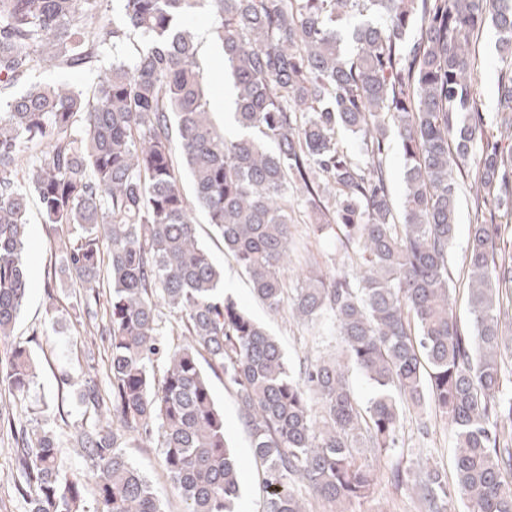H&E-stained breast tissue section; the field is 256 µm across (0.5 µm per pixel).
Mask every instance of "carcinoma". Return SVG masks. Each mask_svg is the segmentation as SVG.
Wrapping results in <instances>:
<instances>
[{"label": "carcinoma", "mask_w": 512, "mask_h": 512, "mask_svg": "<svg viewBox=\"0 0 512 512\" xmlns=\"http://www.w3.org/2000/svg\"><path fill=\"white\" fill-rule=\"evenodd\" d=\"M102 0H0V339L25 301L27 213L40 204L55 257L50 288L70 289L68 321L87 335V369L65 372L88 420L76 447L95 468L92 504L61 459L54 429L0 405L24 512H164L121 433L162 449L184 512H237L241 480L208 373L233 389L262 467L264 512H308L307 491L342 505L373 495L374 466L357 458L404 448L409 415L428 437H454V480L439 465L398 461L426 512H512V345L499 326L512 286V71L498 108L481 110L469 45L486 23L512 56V0H209L224 72L236 93L231 139L211 120L208 83L189 19L199 0H119L123 21L94 22ZM361 16L353 49L336 22ZM112 59L90 90L31 86L40 68ZM343 131L359 156L336 140ZM406 161L403 222L387 183V150ZM476 159V224L465 256L471 325L451 308L448 248L456 234L454 171ZM303 189L318 232L357 248L359 275L304 277L286 287L292 241L288 187ZM203 212L270 311L330 322L337 357L292 366L267 328L224 292L222 269L198 241ZM109 300L98 310L99 289ZM185 342L165 343L161 308ZM109 352L98 369L100 344ZM162 361V375L154 363ZM359 371L373 393L362 404ZM29 348L0 354V386L35 383Z\"/></svg>", "instance_id": "1"}]
</instances>
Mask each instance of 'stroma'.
I'll return each instance as SVG.
<instances>
[{"mask_svg":"<svg viewBox=\"0 0 512 512\" xmlns=\"http://www.w3.org/2000/svg\"><path fill=\"white\" fill-rule=\"evenodd\" d=\"M191 26L200 34L198 60L210 86L212 118L216 124L227 119L225 102L232 91V84L224 77L223 52L211 32L210 7L201 5L191 18ZM498 34L492 25H485L472 45V53L477 58L473 79L483 109L495 111L498 99V81L508 68L497 51ZM459 182V205L456 239L448 254V267L454 292L453 312L461 320L468 322L470 315L466 301V274L463 266L469 229L475 221L474 165H467L457 174ZM291 233L297 248L288 265L281 270L287 285H294L299 276L318 274L327 277L353 272L354 267L340 250L335 236H314L308 213L303 205L293 206ZM48 231L41 222L38 206H31L28 224L27 280L28 289L17 320L14 338L26 342L37 361V378L26 399L18 400L9 391L0 390V405H9L17 413L28 409H38L39 420L53 428L62 442V458L70 472L80 477L86 485H93V472L80 451L71 447L69 435L74 427L82 422V411L74 398L72 387L61 384L63 372L77 371L85 363L83 355L84 338L68 323L58 328H50L46 317L48 304L59 308L68 305L64 290L49 289L48 282L54 274L47 237ZM197 235L209 248L214 260L224 269V286L227 294L233 296L240 306L254 318L264 323L275 335L291 363H298L304 356L312 354L324 356L338 353L340 339L328 325L308 326L299 323L288 310L269 312L253 296L245 273L234 258L224 251L222 241L211 238L210 227L205 219L197 221ZM214 398L224 410V425L227 439L236 451L241 471L242 498L239 512H263L264 493L260 486L257 466L249 447L248 434L239 418L234 394L225 388L223 375L210 378ZM402 440L414 453L432 458L442 467H449L452 452L451 432L447 426L435 422L431 425L428 438H421L416 421L403 424ZM132 462L143 470L154 484L165 512H183L184 504L176 489L169 482L162 467V456L158 448L147 445L135 437H127L123 443ZM361 461L374 465L382 479L376 493L367 499L356 500L346 505V512H419L416 500L408 491L395 489L388 476L397 460L396 454L374 456L369 449H361Z\"/></svg>","mask_w":512,"mask_h":512,"instance_id":"35a3bbf8","label":"stroma"}]
</instances>
